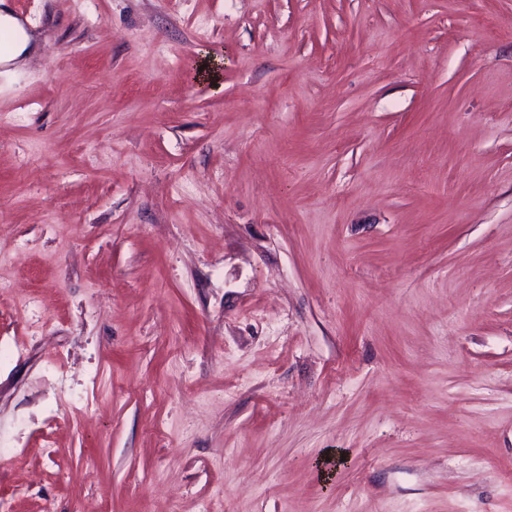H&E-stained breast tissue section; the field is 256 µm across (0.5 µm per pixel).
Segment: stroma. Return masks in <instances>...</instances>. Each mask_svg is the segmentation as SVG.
Returning <instances> with one entry per match:
<instances>
[{
    "label": "stroma",
    "mask_w": 512,
    "mask_h": 512,
    "mask_svg": "<svg viewBox=\"0 0 512 512\" xmlns=\"http://www.w3.org/2000/svg\"><path fill=\"white\" fill-rule=\"evenodd\" d=\"M0 512H512V0H0ZM6 25H11L12 28L18 33L19 38L17 40H14L11 44V46L4 47L3 52H1L0 55V61L4 63L14 61L17 59L21 54L24 52H27V49L29 47V40L25 36L23 28L21 25L16 22L15 20H12L8 17L4 18Z\"/></svg>",
    "instance_id": "obj_1"
}]
</instances>
